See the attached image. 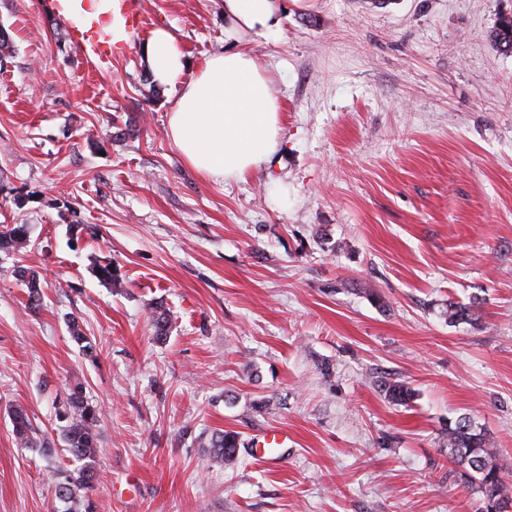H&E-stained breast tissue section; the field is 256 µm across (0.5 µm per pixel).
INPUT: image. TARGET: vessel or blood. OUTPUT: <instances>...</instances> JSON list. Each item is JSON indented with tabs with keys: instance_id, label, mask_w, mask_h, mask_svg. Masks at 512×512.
Returning a JSON list of instances; mask_svg holds the SVG:
<instances>
[{
	"instance_id": "obj_1",
	"label": "vessel or blood",
	"mask_w": 512,
	"mask_h": 512,
	"mask_svg": "<svg viewBox=\"0 0 512 512\" xmlns=\"http://www.w3.org/2000/svg\"><path fill=\"white\" fill-rule=\"evenodd\" d=\"M81 5V19L75 22L71 19V0L56 2L59 15L69 21L71 41L82 50L89 67L99 71L113 58L125 54L129 35L139 30L142 24V3L141 0H112V13L120 17L122 24L110 29L96 21L94 0H82ZM287 444V435L276 429L266 430L253 439L254 447L272 458L277 457L280 448Z\"/></svg>"
}]
</instances>
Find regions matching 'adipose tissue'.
Masks as SVG:
<instances>
[{
  "instance_id": "1",
  "label": "adipose tissue",
  "mask_w": 512,
  "mask_h": 512,
  "mask_svg": "<svg viewBox=\"0 0 512 512\" xmlns=\"http://www.w3.org/2000/svg\"><path fill=\"white\" fill-rule=\"evenodd\" d=\"M280 10L278 0H224L233 35L278 29ZM143 61L174 99L168 134L191 168L216 181L237 180L272 160L280 145L282 106L270 92V71L251 52L214 54L188 78L175 36L158 29L143 48Z\"/></svg>"
}]
</instances>
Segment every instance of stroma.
I'll return each instance as SVG.
<instances>
[{"label": "stroma", "instance_id": "obj_1", "mask_svg": "<svg viewBox=\"0 0 512 512\" xmlns=\"http://www.w3.org/2000/svg\"><path fill=\"white\" fill-rule=\"evenodd\" d=\"M281 3L278 32L238 37L223 0H143L94 72L55 0H0V225L27 227L0 250V512H62L69 453L21 447L10 411L56 434L76 380L101 412L95 512H477L442 446L461 416L512 488V53L490 40L512 0ZM158 28L186 75L243 47L274 73L269 164L225 182L185 164L142 62ZM475 297L477 324H449ZM270 428L291 438L274 460L249 445ZM218 431L246 444L235 469L204 464ZM152 324L155 329V337L157 340H164L167 338L172 322L175 317L169 308H166L163 303H154L152 305ZM378 388L387 399L397 405H407L413 398L412 390L405 383L396 381H380Z\"/></svg>", "mask_w": 512, "mask_h": 512}]
</instances>
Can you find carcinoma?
<instances>
[{
    "label": "carcinoma",
    "instance_id": "cac0c4a2",
    "mask_svg": "<svg viewBox=\"0 0 512 512\" xmlns=\"http://www.w3.org/2000/svg\"><path fill=\"white\" fill-rule=\"evenodd\" d=\"M492 41L502 51L512 53V18L503 20L492 32ZM27 229L23 224H8L0 230V249L12 247L26 240ZM17 275L28 290L32 304L41 300L39 275L27 268ZM450 324H474L480 319L479 301L468 303L450 301L446 310ZM175 317L163 304L152 305V324L158 340L167 338ZM71 339L82 353L94 356L95 345L85 336L77 320L70 323ZM378 388L387 399L397 405H406L413 398L412 390L402 382L385 380ZM13 434L26 448H38L45 456L55 451L56 442L46 433L33 426L27 412L21 407L10 411ZM64 425L60 426V438L66 450L77 462L74 469L59 468L54 471L56 497L66 505L65 512H92L93 504L87 496L96 478V465L100 448V410L87 398L81 384H74L69 393L65 410L60 414ZM242 442L233 431L212 435L208 443L206 460L211 465L232 469L239 465ZM443 446L448 448V457L459 469L462 484L481 494L480 512H506L512 497L506 487L504 467L497 449L490 444L482 431L467 417L448 422L443 435Z\"/></svg>",
    "mask_w": 512,
    "mask_h": 512
}]
</instances>
